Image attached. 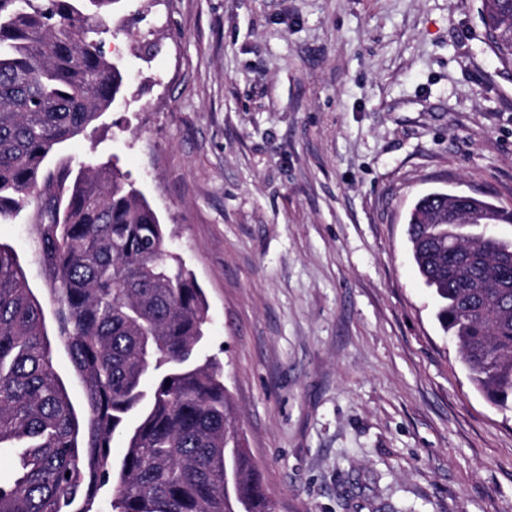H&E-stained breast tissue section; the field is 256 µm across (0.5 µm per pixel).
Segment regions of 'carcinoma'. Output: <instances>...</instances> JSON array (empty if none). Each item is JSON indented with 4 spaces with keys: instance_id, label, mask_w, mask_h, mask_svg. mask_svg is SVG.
I'll use <instances>...</instances> for the list:
<instances>
[{
    "instance_id": "1",
    "label": "carcinoma",
    "mask_w": 512,
    "mask_h": 512,
    "mask_svg": "<svg viewBox=\"0 0 512 512\" xmlns=\"http://www.w3.org/2000/svg\"><path fill=\"white\" fill-rule=\"evenodd\" d=\"M119 0H0V220L32 211L48 298L0 241V449L19 448L0 512H275L206 356L208 304L155 211L117 163L78 161L77 136L122 99L101 34ZM512 67V0H482ZM512 208L432 192L407 216L411 256L475 388L512 405V242L467 217ZM69 362L58 368L59 354ZM120 435L125 451L112 457Z\"/></svg>"
}]
</instances>
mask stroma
I'll use <instances>...</instances> for the list:
<instances>
[{
    "mask_svg": "<svg viewBox=\"0 0 512 512\" xmlns=\"http://www.w3.org/2000/svg\"><path fill=\"white\" fill-rule=\"evenodd\" d=\"M482 0H117L115 158L209 305L276 512H512V411L473 388L411 259L433 191L512 207V68ZM0 240L44 286L27 213Z\"/></svg>",
    "mask_w": 512,
    "mask_h": 512,
    "instance_id": "35a3bbf8",
    "label": "stroma"
}]
</instances>
